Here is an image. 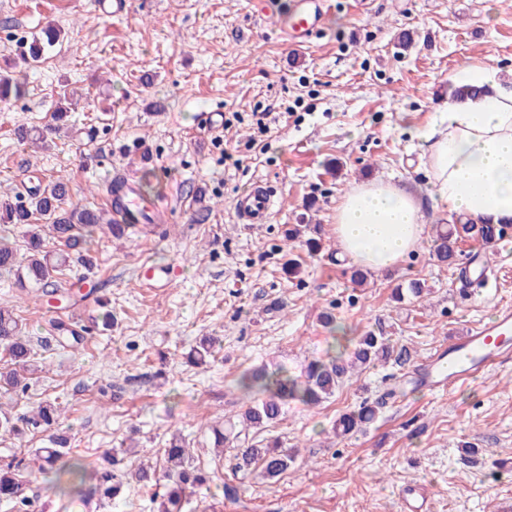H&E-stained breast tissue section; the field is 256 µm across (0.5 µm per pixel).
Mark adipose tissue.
I'll list each match as a JSON object with an SVG mask.
<instances>
[{"label":"adipose tissue","instance_id":"1","mask_svg":"<svg viewBox=\"0 0 512 512\" xmlns=\"http://www.w3.org/2000/svg\"><path fill=\"white\" fill-rule=\"evenodd\" d=\"M455 80L475 86L477 95L449 98L432 124L415 130L431 169L430 199L372 180L338 204L334 235L354 264L395 269L419 246L431 201L475 224L512 223V85L485 64Z\"/></svg>","mask_w":512,"mask_h":512}]
</instances>
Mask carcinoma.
<instances>
[{"label": "carcinoma", "mask_w": 512, "mask_h": 512, "mask_svg": "<svg viewBox=\"0 0 512 512\" xmlns=\"http://www.w3.org/2000/svg\"><path fill=\"white\" fill-rule=\"evenodd\" d=\"M61 39V31L52 26L43 28L28 46L20 51V59L25 64L39 62L45 53ZM23 93V84L12 71H0V102L19 98ZM71 94L62 91L57 108L53 114L56 129L68 125ZM48 220V224H36V217ZM0 222L4 224H26L24 253H18L0 238V273L12 272L20 284L33 288L44 295H55L58 275L62 266L68 262L65 254H56L46 249V238L50 237L65 244L78 255V259L87 267L94 265L92 241L97 231L106 228L115 237H122L131 228L129 224H114L105 214L74 201L69 180L61 175L30 190L24 200L18 197L0 199ZM506 224H473L462 222L461 218H452L448 224L436 225L432 239V253L438 261L451 264L457 256L459 243L473 240L486 247L506 236ZM310 230L308 224H292L288 229V238L299 241L307 247V252L315 254L320 248V239L304 238ZM57 342L78 344L83 339L80 331L65 322L56 325ZM216 341L212 337L201 339L191 349V359L203 365L214 357ZM0 346L6 349L14 361L15 368L0 374V382L13 388L26 387L27 375L43 370L37 364L35 352L30 341L21 335L19 320L10 311L0 309ZM400 361L402 355H394V346L389 337L374 332L357 337L350 358L332 352L324 359L316 358L308 362L299 375L291 374L284 367L273 370L262 365L245 372L238 380L239 390L251 398V404L242 413L239 423H227L224 429L213 430V449L224 453V446L239 439L242 432L261 429L278 420L291 402L317 405L335 395L343 385L348 373L359 368L365 369L390 359ZM376 417L374 407L364 403L358 408L341 414L332 427L333 433L344 437ZM60 409L50 401H44L29 413L15 416L3 409L0 403V433L16 438L29 431L49 429L59 425ZM69 445L68 436L59 432L49 440V446L37 448L32 453V463L42 474L54 476L62 496L75 500L74 485L84 481L87 474L85 465L79 461L65 462L63 458ZM165 465L162 469L144 467L130 463L129 474L137 482L164 481L167 491L162 495L157 512H182L183 503L196 486L206 482L203 469L194 463L186 443L174 438L165 449ZM107 465L92 469L96 480L95 491L105 499L116 500L121 494L124 481L115 474L113 467L120 464L117 452H105ZM295 454L285 452L277 444H252L239 448L235 454V473L242 477L261 469V475L273 480L285 473L294 462ZM0 502L9 506L12 512H28L30 501L24 494V480L19 474V463L14 460L0 464Z\"/></svg>", "instance_id": "1"}]
</instances>
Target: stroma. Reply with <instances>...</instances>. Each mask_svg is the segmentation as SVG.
<instances>
[{
	"instance_id": "stroma-1",
	"label": "stroma",
	"mask_w": 512,
	"mask_h": 512,
	"mask_svg": "<svg viewBox=\"0 0 512 512\" xmlns=\"http://www.w3.org/2000/svg\"><path fill=\"white\" fill-rule=\"evenodd\" d=\"M95 2L0 0V69L46 24L62 33L61 46L22 70L23 95L0 102V195L65 174L75 200L100 208L121 170L147 180L144 196L171 215L119 239L98 233L94 268L74 262L60 278L66 302L0 277V307L45 367L26 392L0 388V401L16 414L58 403L72 457L92 466L130 445L159 464L171 438H184L210 474L186 512H402L409 482L432 512H512V360L444 392L417 385L437 350L512 306V254L463 242L442 264L429 224L396 269L359 286L333 234L337 204L363 182L428 194L412 130L433 120L468 66L489 62L512 80V0L494 11L489 0H335L324 31L301 48L280 29L293 0L265 9L259 0H131L122 16ZM65 83L83 93L71 126L51 147L27 148L16 128L50 124ZM217 108L223 131L199 128V113ZM257 112L270 127L264 149L254 142ZM141 139L147 163L134 149ZM258 182L276 205L252 226L234 203ZM291 224L320 225L317 255L286 241ZM153 264L172 268L167 287H145L140 270ZM412 280L427 295L396 301ZM106 309L111 330L94 329ZM327 314L343 335L326 327ZM59 321L86 328L82 344L60 346ZM379 326L409 348L410 363L367 368L327 401L290 405L249 430L250 440L296 450L278 481L234 477L233 449L214 457L213 428L246 407L245 370H298L331 347L347 357L355 336ZM205 336L221 344L197 366L188 353ZM376 400L383 407L364 431L333 435L341 414Z\"/></svg>"
}]
</instances>
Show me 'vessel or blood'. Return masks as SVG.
Instances as JSON below:
<instances>
[{"mask_svg": "<svg viewBox=\"0 0 512 512\" xmlns=\"http://www.w3.org/2000/svg\"><path fill=\"white\" fill-rule=\"evenodd\" d=\"M333 11L332 0H296L294 13L283 24L282 29L291 45H306L311 38L323 30L328 16ZM113 182L124 186V203L112 209V221L127 224L132 213L142 211L149 214L152 223L167 220L166 209L143 201L135 184L113 175ZM272 196L263 186H256L236 204L239 215L251 224H263L270 218ZM512 341V307L499 308L495 316L469 329L466 336L458 338L448 346L445 354L439 355L422 377V384L431 390H441L473 380L482 373L497 367L506 360L505 348Z\"/></svg>", "mask_w": 512, "mask_h": 512, "instance_id": "vessel-or-blood-1", "label": "vessel or blood"}]
</instances>
